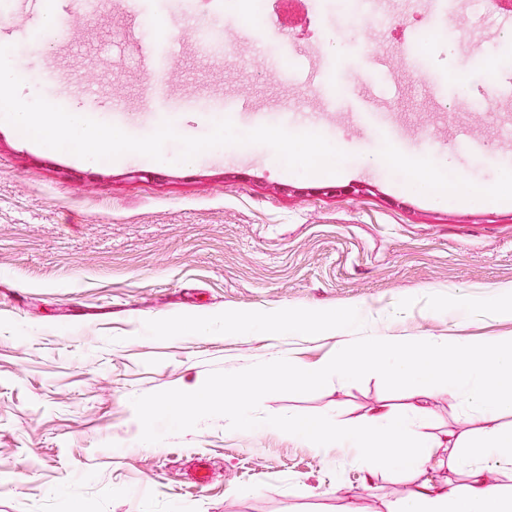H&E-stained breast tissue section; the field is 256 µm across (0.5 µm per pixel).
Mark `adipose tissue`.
I'll use <instances>...</instances> for the list:
<instances>
[{"label": "adipose tissue", "instance_id": "obj_1", "mask_svg": "<svg viewBox=\"0 0 512 512\" xmlns=\"http://www.w3.org/2000/svg\"><path fill=\"white\" fill-rule=\"evenodd\" d=\"M358 316L355 309L336 316L292 311L273 322L244 316L225 319L224 332L264 335L274 327L285 333H301L323 326L340 332ZM413 347L408 353L400 345L374 344L368 350L350 352L342 361L334 359L309 369L296 365L292 371L303 382L317 383L329 374L343 377L365 369L376 370L406 376L417 395L437 388L451 396H463L479 406L488 421L479 443L467 452L443 446L436 438L416 437L408 417L390 412L354 426L292 422L289 431L320 449H356L360 460L370 468L387 463L408 474L407 495L394 512H512V489L491 484L483 468L488 461L502 468L512 467V429L495 424L500 412L512 410V348L495 344L466 346L441 361L433 357L427 340H414ZM456 463L470 468V479L434 490L431 473Z\"/></svg>", "mask_w": 512, "mask_h": 512}]
</instances>
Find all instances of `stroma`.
<instances>
[{
    "mask_svg": "<svg viewBox=\"0 0 512 512\" xmlns=\"http://www.w3.org/2000/svg\"><path fill=\"white\" fill-rule=\"evenodd\" d=\"M120 2L49 36L0 33L33 61L21 97L56 98L134 136L168 120L190 137L215 119L206 101L241 97L238 130L319 133L349 158L339 174L301 176L264 145L184 164L171 143L164 167L138 154L90 166L0 122V512H392L404 473L314 448L288 423L353 425L422 404L417 434L466 446L482 426L476 408L415 397L398 375L307 384L281 363L310 368L372 340L428 337L443 355L512 343V193L498 161L512 154V97L495 112L475 97L512 75V28L480 0H457L432 29L426 0H387L411 24L373 34L356 11L313 0L301 29L258 45L280 5L256 15L239 0L217 14L196 4L185 19L176 0H144L130 18ZM406 32L412 56L400 52ZM368 37L387 76L368 61ZM140 39L164 42L170 65L154 101ZM298 56L314 59L315 81L294 77ZM419 169L445 192H411ZM352 306L364 313L342 336L224 332L228 315ZM198 387L210 410L195 409ZM228 398L247 404L251 430L225 426ZM155 403L153 445L139 417ZM203 465L211 480L199 487Z\"/></svg>",
    "mask_w": 512,
    "mask_h": 512,
    "instance_id": "stroma-1",
    "label": "stroma"
}]
</instances>
